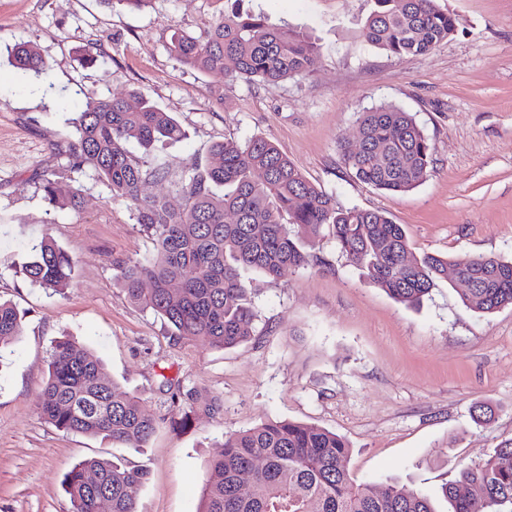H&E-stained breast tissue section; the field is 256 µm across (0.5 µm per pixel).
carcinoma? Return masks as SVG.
Segmentation results:
<instances>
[{
	"label": "carcinoma",
	"instance_id": "1",
	"mask_svg": "<svg viewBox=\"0 0 512 512\" xmlns=\"http://www.w3.org/2000/svg\"><path fill=\"white\" fill-rule=\"evenodd\" d=\"M361 36L368 44L401 57L423 55L454 36L460 19L437 0H371ZM180 64L227 80L278 82L311 73L319 47L302 31L268 24L262 14L233 10L213 22L203 38L182 30L167 45ZM14 67L46 75L47 62L27 43L10 51ZM75 137L69 164L42 179L52 207L80 203V189L67 196L58 184L91 169L111 199L127 205L155 245L143 262L120 265L124 291L154 312L176 339L208 338L228 349L250 336L254 317L243 272L276 279L304 268L313 255L306 246L328 231L339 252L375 286L408 307H418L436 281L457 270L461 303L491 314L512 305V261L464 256L453 262L436 255L416 257L405 228L385 213L343 208L317 187L272 142L253 137L214 145L204 165L171 182L186 200L181 210L144 193L168 172L147 166L128 149L147 150L180 140L176 119L141 90L92 101L71 121ZM361 146L339 143L343 165L360 182L397 193L416 187L433 165V147L412 113L384 105L359 117ZM232 214L234 220L225 217ZM288 224H283V217ZM32 284L53 291L68 287L74 261L56 242L45 240L21 269ZM151 288L144 290V283ZM22 333V316L0 300V359ZM172 400L181 423L190 420L196 391L177 388ZM44 419L58 430L102 436L123 448L146 447L156 421L139 398L117 390L104 364L83 345L63 338L50 352L48 378L38 396ZM350 446L340 435L292 421H269L224 437L209 459L199 512H437L432 500L395 482L376 486L354 480L346 467ZM250 473L248 487L241 475ZM147 471L139 466L90 458L64 478L71 512H98L99 491L112 512H137ZM453 512H512V441L489 458L464 464L442 487Z\"/></svg>",
	"mask_w": 512,
	"mask_h": 512
}]
</instances>
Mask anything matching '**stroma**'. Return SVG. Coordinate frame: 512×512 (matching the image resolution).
<instances>
[{
	"label": "stroma",
	"instance_id": "35a3bbf8",
	"mask_svg": "<svg viewBox=\"0 0 512 512\" xmlns=\"http://www.w3.org/2000/svg\"><path fill=\"white\" fill-rule=\"evenodd\" d=\"M462 25L429 53L395 57L362 42L370 0H243L271 24L304 29L321 46L314 71L279 82L228 81L180 66L173 30L201 36L226 0H151L108 8L100 0H0V298L24 315L0 361V512H70L62 481L80 461H131L149 471L138 512H198L206 462L224 435L290 420L343 436L360 482L395 479L441 494L461 464L512 440V307L466 308L452 279L417 309L395 302L322 236L308 267L277 280L247 274L249 339L224 350L208 339L171 338L163 320L132 302L120 262L154 253L125 205L91 170L79 174V208L50 207L42 177L66 164L74 113L87 102L144 90L185 132L176 143L131 153L165 165L171 180L205 161L218 141L263 137L342 207L386 212L414 254L512 259V0H439ZM28 42L49 65L41 77L13 67ZM96 55L85 63L82 50ZM381 105L412 112L433 146L430 176L391 195L358 181L338 143L358 142L360 113ZM50 239L73 259L68 288L32 285L20 272ZM70 337L100 358L121 391L156 418L146 448L67 434L37 408L55 340ZM195 389L189 426L161 379ZM492 406L486 425L472 416Z\"/></svg>",
	"mask_w": 512,
	"mask_h": 512
}]
</instances>
